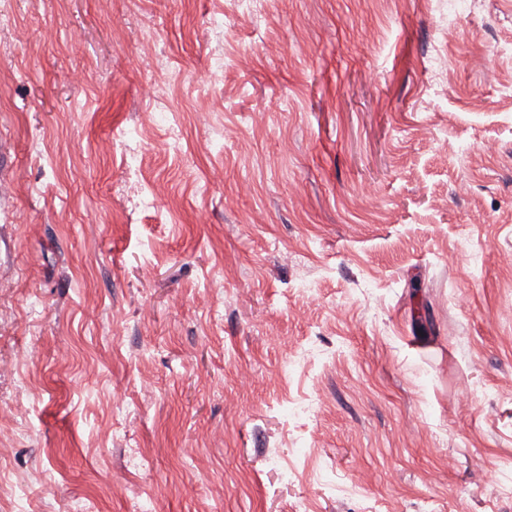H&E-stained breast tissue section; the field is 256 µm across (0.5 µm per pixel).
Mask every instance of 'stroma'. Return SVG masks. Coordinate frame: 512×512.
<instances>
[{
  "mask_svg": "<svg viewBox=\"0 0 512 512\" xmlns=\"http://www.w3.org/2000/svg\"><path fill=\"white\" fill-rule=\"evenodd\" d=\"M453 26L0 0V512H512V0Z\"/></svg>",
  "mask_w": 512,
  "mask_h": 512,
  "instance_id": "35a3bbf8",
  "label": "stroma"
}]
</instances>
